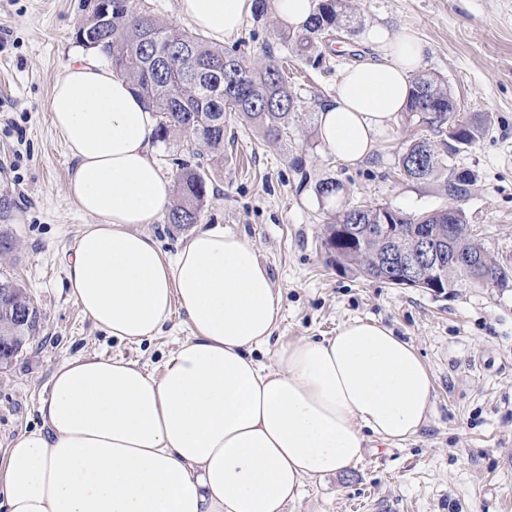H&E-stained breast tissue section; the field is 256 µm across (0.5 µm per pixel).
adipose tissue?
Instances as JSON below:
<instances>
[{
	"instance_id": "1",
	"label": "adipose tissue",
	"mask_w": 512,
	"mask_h": 512,
	"mask_svg": "<svg viewBox=\"0 0 512 512\" xmlns=\"http://www.w3.org/2000/svg\"><path fill=\"white\" fill-rule=\"evenodd\" d=\"M215 41L234 36L255 0H178ZM374 53L347 67L318 112L321 143L355 166L406 110L425 47L376 22ZM72 166L67 194L97 216L77 236L66 276L82 312L109 336L140 342L173 311L191 329L152 373L137 362L63 361L0 464L6 512H284L307 480L356 465L369 438L419 435L435 409L431 374L408 341L372 320L254 357L281 321L280 291L246 237L213 226L175 254L143 232L170 203L152 157L158 121L132 83L74 55L48 101Z\"/></svg>"
}]
</instances>
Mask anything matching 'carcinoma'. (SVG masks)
<instances>
[{
	"label": "carcinoma",
	"instance_id": "cac0c4a2",
	"mask_svg": "<svg viewBox=\"0 0 512 512\" xmlns=\"http://www.w3.org/2000/svg\"><path fill=\"white\" fill-rule=\"evenodd\" d=\"M351 28L347 0H319L309 25L301 32H284L282 39L300 54H317L319 45L336 32ZM83 46L100 50L112 69L126 75L158 114L159 138L179 132L200 147L195 165L178 164L176 196L166 213V223L186 228L200 220L208 198V162L224 160L226 119L234 117L262 130L266 141L274 143L289 136L297 116V92L288 85L280 64L268 58L260 66L251 65L235 49L209 44L202 35L179 31L160 23L150 10L133 6V0H94L92 11L76 31ZM453 98L448 85L435 75L412 79L407 108L408 119L428 124L439 140H412L398 155L399 174L423 181L438 170H448V196L458 202L474 185L467 170L447 167V160L478 141L486 132L488 119L448 113ZM344 186L334 178L315 183V193L323 213L322 244L329 262L359 277L378 278L395 284L394 272L378 263L389 251L412 247V232L427 228L435 234L443 264L439 277L442 292L458 293L474 284V279L505 288L512 282V269L496 262L474 234L465 212L456 204L420 215L349 199L345 206H329ZM16 208L7 192H0V253L16 250L17 241L9 229ZM392 220L395 234L387 240L371 229ZM350 224L354 232L340 231ZM482 259L477 270L448 262V242ZM31 302L26 289L15 279L0 278V336H8L11 359L39 333V314L22 323L15 309Z\"/></svg>",
	"mask_w": 512,
	"mask_h": 512
}]
</instances>
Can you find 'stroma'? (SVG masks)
Returning <instances> with one entry per match:
<instances>
[{
	"mask_svg": "<svg viewBox=\"0 0 512 512\" xmlns=\"http://www.w3.org/2000/svg\"><path fill=\"white\" fill-rule=\"evenodd\" d=\"M352 30L324 48L314 65L288 51L272 11L243 20L224 43L249 62L287 57L302 97L299 128L276 143L230 121L224 161L210 169L200 223L246 236L281 293L282 318L271 347L334 335L343 322L370 319L410 341L434 382L435 413L416 437L385 444L369 439L356 467L306 482L285 512H512V287L464 288L435 295L365 279L326 261L313 181L332 177L357 198L418 214L447 206L444 179L410 181L395 172L397 153L427 126L400 119L388 142L358 167L323 146L305 148L317 112L348 66L366 58L360 39L383 21L411 29L426 46L422 73L447 80L458 111L489 117L486 135L457 154L455 167L476 182L462 207L488 251L512 266V0H349ZM86 0H0V189L17 202L11 228L19 241L0 258V273L26 287L40 331L0 367V462L14 439L41 427L40 400L65 359L98 354L161 371L191 331L173 313L161 333L139 343L95 327L70 295L65 263L84 225L66 193L71 165L47 110L62 66L83 47L75 33ZM305 155L309 185L292 165Z\"/></svg>",
	"mask_w": 512,
	"mask_h": 512,
	"instance_id": "1",
	"label": "stroma"
}]
</instances>
